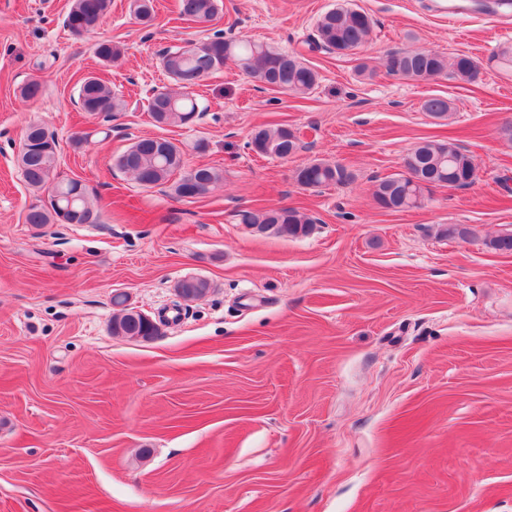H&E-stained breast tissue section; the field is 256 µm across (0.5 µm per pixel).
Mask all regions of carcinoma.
Returning <instances> with one entry per match:
<instances>
[{"instance_id": "1", "label": "carcinoma", "mask_w": 512, "mask_h": 512, "mask_svg": "<svg viewBox=\"0 0 512 512\" xmlns=\"http://www.w3.org/2000/svg\"><path fill=\"white\" fill-rule=\"evenodd\" d=\"M111 8V0H73L65 18V26L77 34L90 22H100ZM218 0H180L179 16L183 20L208 26L216 20ZM135 16L144 26L151 24L154 16L153 0H136ZM315 45L339 55H349L364 45L372 33V19L362 10L339 6L325 12L316 23ZM95 55L104 62H112L121 55L119 46L110 40L96 44ZM233 61L251 80L263 87L303 95L317 84L318 73L304 64L298 56L281 52L266 43L248 40H227L216 31L200 45L186 43L163 52L161 65L177 89L162 87L153 90L147 100V112L159 127L179 123H194L205 108L195 97L193 89L205 78L223 71L227 62ZM387 72L404 80L426 83L449 74L464 83L473 82L479 73L478 62L469 55L459 54L449 58L435 50L390 51L385 58ZM78 100L81 108L91 114L108 118L114 112L125 110L126 103L112 92V87L95 76L83 78ZM427 115L445 119L451 107L444 97H429L422 102ZM58 142L55 135L39 123L29 124L24 132L17 163L26 184L37 190H51L49 204L29 208L25 221L36 227L44 224H66L72 212L81 213L86 224L100 221V210L90 199L87 186L81 180L57 179ZM248 149L265 157L286 160L298 148V137L286 125L260 127L247 141ZM116 166L128 173L145 189L167 185L172 194L181 200L198 193L207 194L223 181V172L200 165L193 168L200 183L187 184L183 178L171 181L172 176L185 169L184 153L172 141L163 137L137 139L116 160ZM404 169L419 172L436 184L452 182L457 187H467L477 178L476 166L466 150L448 140H427L411 148L404 158ZM295 183L302 188H319L346 185L352 173L342 164L314 160L297 167L293 172ZM418 187L404 173H396L379 180L373 189V201L380 209L399 212L418 208ZM242 224L271 227L276 237L299 238L309 235L313 219L294 208L265 211L241 210L237 214ZM437 233L443 237L466 239L475 236L465 224H440ZM485 246L499 252H512V232L503 233L484 241ZM126 298L112 297L120 313L112 319V334L117 336H155L158 329L144 330L127 323Z\"/></svg>"}]
</instances>
